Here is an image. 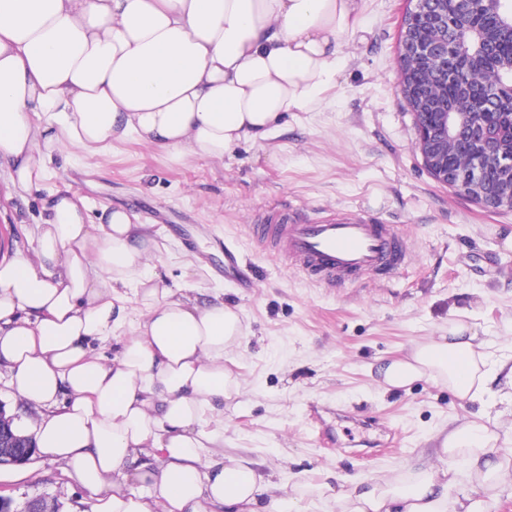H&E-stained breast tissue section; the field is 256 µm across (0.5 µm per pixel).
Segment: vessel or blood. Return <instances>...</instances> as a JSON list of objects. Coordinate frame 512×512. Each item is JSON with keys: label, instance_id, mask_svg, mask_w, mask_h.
Returning <instances> with one entry per match:
<instances>
[{"label": "vessel or blood", "instance_id": "1", "mask_svg": "<svg viewBox=\"0 0 512 512\" xmlns=\"http://www.w3.org/2000/svg\"><path fill=\"white\" fill-rule=\"evenodd\" d=\"M265 246L284 254L303 274L319 281L390 274L406 260L393 225L343 216L317 223L282 221L255 228Z\"/></svg>", "mask_w": 512, "mask_h": 512}]
</instances>
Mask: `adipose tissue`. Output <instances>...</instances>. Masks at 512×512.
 Wrapping results in <instances>:
<instances>
[{
  "label": "adipose tissue",
  "instance_id": "1",
  "mask_svg": "<svg viewBox=\"0 0 512 512\" xmlns=\"http://www.w3.org/2000/svg\"><path fill=\"white\" fill-rule=\"evenodd\" d=\"M364 0H0V162L15 188L40 187L54 155L130 140L171 160H221L268 140L290 112L328 108ZM34 256L0 263V367L32 406L41 454L61 462L91 512H282L258 464L218 451L240 391L224 357L242 344L241 311L165 286L146 267L163 246L117 207L89 221L72 191H51ZM138 311H131L127 296ZM115 344L113 358L99 349ZM387 387L426 378L482 399L512 358L490 363L472 328L416 343L380 369ZM482 418L438 438L429 467L382 482L296 485L343 512H489L512 460ZM456 497H449V489Z\"/></svg>",
  "mask_w": 512,
  "mask_h": 512
}]
</instances>
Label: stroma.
<instances>
[{"label":"stroma","mask_w":512,"mask_h":512,"mask_svg":"<svg viewBox=\"0 0 512 512\" xmlns=\"http://www.w3.org/2000/svg\"><path fill=\"white\" fill-rule=\"evenodd\" d=\"M406 0H365L346 65L322 112H292L275 136L224 160L171 161L128 142L105 156L54 157L53 189H72L91 219L124 207L166 246L149 263L174 287L184 270L220 289L242 313L244 342L224 364L241 384L224 404L225 452L263 462L284 488L327 474L384 480L438 465L434 438L446 425L486 413L512 434V403L480 402L419 380L385 389L379 363L416 343L470 324L491 356L512 353V211L483 206L436 183L415 143L398 87L397 43ZM44 191H14L0 167V262L34 255L47 216ZM295 210L316 220L356 215L398 226L410 257L393 274L330 284L308 280L253 239L248 227ZM254 272L224 270V253ZM17 502L46 495L60 512H86L81 489L40 455L21 473L0 470Z\"/></svg>","instance_id":"obj_1"}]
</instances>
